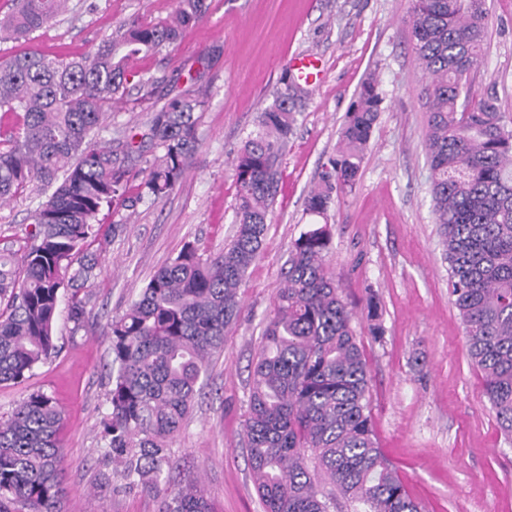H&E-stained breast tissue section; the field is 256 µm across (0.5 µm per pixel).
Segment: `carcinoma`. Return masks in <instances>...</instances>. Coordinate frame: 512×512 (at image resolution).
Returning <instances> with one entry per match:
<instances>
[{
    "label": "carcinoma",
    "instance_id": "carcinoma-1",
    "mask_svg": "<svg viewBox=\"0 0 512 512\" xmlns=\"http://www.w3.org/2000/svg\"><path fill=\"white\" fill-rule=\"evenodd\" d=\"M0 41L49 24L67 0H12ZM209 10L178 0L172 19L133 20L94 53L60 59L37 52L0 58V110L16 115L0 139V201L38 182L52 189L33 215L22 256L0 249V385H21L57 353L62 290L79 327L95 278L87 249L100 234V209L167 198L199 148L196 113L206 91L186 89L152 113L140 141L105 138L104 116L128 92L129 62L177 44ZM486 0H412L408 24L423 91L426 151L435 223L445 247L451 295L471 364L483 378L502 432L512 437V129L497 97L471 91L487 38ZM260 113L257 134L233 158L236 231L224 251L203 257L192 243L161 267L138 299L112 320L110 412L96 466L124 488L150 489L158 512H209L196 482L171 480L172 441L182 432L201 376L224 351L240 313V288L257 259L277 190L282 149L308 90L293 75ZM382 96L375 78L360 88L341 129L336 157L305 199L326 217L333 197L355 188ZM155 150L147 167L134 154ZM329 225L312 224L293 242L273 314L252 363L245 447L265 512H329L341 497L360 512H419L378 448L369 370L361 341L324 262ZM62 411L33 391L0 419V512H61L58 432Z\"/></svg>",
    "mask_w": 512,
    "mask_h": 512
}]
</instances>
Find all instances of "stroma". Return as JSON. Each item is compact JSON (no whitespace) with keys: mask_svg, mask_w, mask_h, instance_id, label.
Returning <instances> with one entry per match:
<instances>
[{"mask_svg":"<svg viewBox=\"0 0 512 512\" xmlns=\"http://www.w3.org/2000/svg\"><path fill=\"white\" fill-rule=\"evenodd\" d=\"M177 2L68 0L54 24L0 42V57L29 50L60 58L91 53L131 20L170 19ZM487 6L485 52L472 88L496 95L512 128V0H487ZM411 7V0H210L207 16L175 47L133 62L136 76L155 80L152 108L197 77L208 94L200 149L164 200L102 207L98 223L119 229L91 248L97 268L85 287L83 325L60 311L58 354L25 385H0V416L37 390L63 411L62 512H156L154 493L125 491L117 476L101 483L94 465L111 387L107 327L185 243L206 255L223 251L234 227L231 160L257 131L258 115L280 88L290 58L311 53L321 60L322 79L310 86L283 149L263 249L241 290V314L173 443L178 477L201 479L213 512H263L242 446L250 367L284 284L289 249L316 221L304 210L305 198L336 154L358 90L373 77L382 110L355 189L338 196L327 213L325 264L363 345L378 446L423 512H512V442L469 362L435 222L426 79L412 51ZM152 108L124 105L109 111L106 123L113 131L140 127ZM45 200L32 186L0 206V240L22 252L24 230ZM371 294L380 302L384 333L378 338L365 312Z\"/></svg>","mask_w":512,"mask_h":512,"instance_id":"stroma-1","label":"stroma"}]
</instances>
